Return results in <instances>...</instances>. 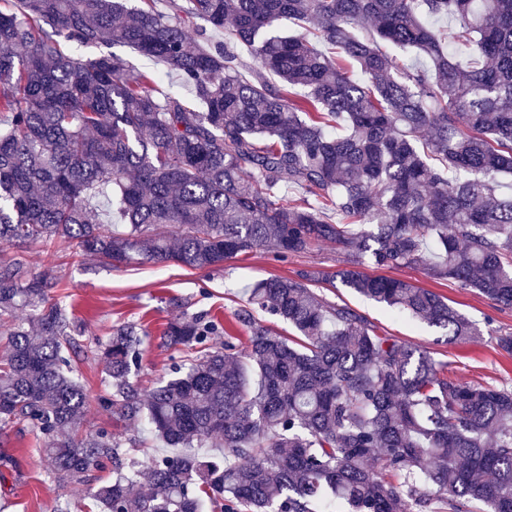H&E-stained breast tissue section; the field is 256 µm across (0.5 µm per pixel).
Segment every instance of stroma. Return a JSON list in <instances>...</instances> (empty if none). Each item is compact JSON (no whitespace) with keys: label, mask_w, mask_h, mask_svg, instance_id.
<instances>
[{"label":"stroma","mask_w":512,"mask_h":512,"mask_svg":"<svg viewBox=\"0 0 512 512\" xmlns=\"http://www.w3.org/2000/svg\"><path fill=\"white\" fill-rule=\"evenodd\" d=\"M74 251V244L62 242L49 249L36 244L8 247L0 256L20 259L32 272H46L55 278L52 295L66 304L77 324L76 368L90 394L84 427L112 434L121 440L123 453L136 460L165 454L166 449L136 423L114 415L99 401L105 373L96 344L110 336L113 326L135 322L148 328L150 338L142 364L132 378L139 389L147 390L159 378L169 376L174 364L192 356L191 350H177L165 343L163 331L170 320L211 313L229 340L242 348L248 340L246 328L236 320L245 305L242 284L271 276L292 278L301 270L332 273L343 264L335 246L328 242L285 258L276 246L268 245L228 259L222 268L213 270L149 262L112 265L95 257L75 256ZM389 275L446 298L473 325L475 336L450 343L435 328L351 289L321 283L315 290L330 301L360 311L383 334L421 346L459 382L512 388V354L496 344L497 337L512 335V306L496 304L454 281L433 279L419 268L393 269ZM41 446L28 425L0 431V512H48L60 498L67 502L69 512H99L91 491L111 482V463H103L83 480L60 483L49 474Z\"/></svg>","instance_id":"obj_1"}]
</instances>
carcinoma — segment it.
<instances>
[{
  "mask_svg": "<svg viewBox=\"0 0 512 512\" xmlns=\"http://www.w3.org/2000/svg\"><path fill=\"white\" fill-rule=\"evenodd\" d=\"M0 1V248L74 242L119 265L192 270L268 244L332 242L347 258L332 275L245 286L236 354L208 343L218 327L204 314L168 323L169 346L204 353L144 394L131 376L149 333L112 329L103 405L182 452L119 465L93 494L100 512H203L206 499L315 512L328 496L349 512H428L434 500L512 512V389L461 384L308 287L337 279L450 342L472 324L429 289L366 274L365 257L512 306V0ZM199 20L230 23L233 40L213 42ZM283 20L300 32L275 33ZM115 43L163 63L202 109L156 95L160 73L79 54ZM54 287L0 262V431L27 424L48 470L72 482L118 459L120 443L82 430L89 395ZM215 441L219 457L194 452Z\"/></svg>",
  "mask_w": 512,
  "mask_h": 512,
  "instance_id": "carcinoma-1",
  "label": "carcinoma"
}]
</instances>
